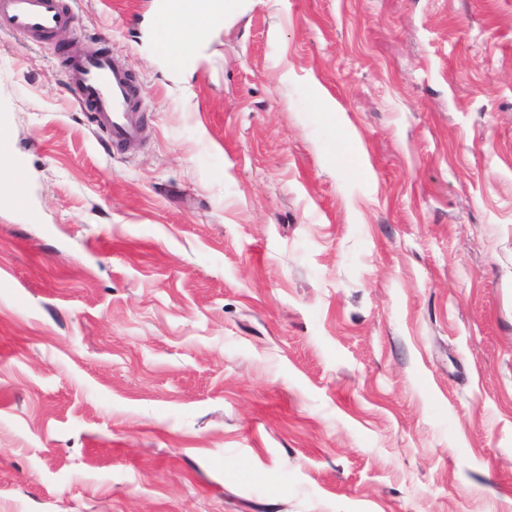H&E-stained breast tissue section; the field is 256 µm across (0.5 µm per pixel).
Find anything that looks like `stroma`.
<instances>
[{
  "instance_id": "stroma-1",
  "label": "stroma",
  "mask_w": 512,
  "mask_h": 512,
  "mask_svg": "<svg viewBox=\"0 0 512 512\" xmlns=\"http://www.w3.org/2000/svg\"><path fill=\"white\" fill-rule=\"evenodd\" d=\"M155 2L0 45V512H512V0H248L184 74ZM64 75L78 109L92 117L94 131L112 150L143 140L147 128L139 115L142 90L123 58L77 46L64 60ZM0 153L10 156L14 161V167L12 168L11 176V180L14 184V201L20 205H25L27 199L23 163L17 160L14 156L11 142L8 139H0Z\"/></svg>"
}]
</instances>
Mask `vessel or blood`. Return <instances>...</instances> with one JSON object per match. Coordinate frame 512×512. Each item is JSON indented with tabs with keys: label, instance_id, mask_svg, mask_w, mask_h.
Masks as SVG:
<instances>
[{
	"label": "vessel or blood",
	"instance_id": "1",
	"mask_svg": "<svg viewBox=\"0 0 512 512\" xmlns=\"http://www.w3.org/2000/svg\"><path fill=\"white\" fill-rule=\"evenodd\" d=\"M74 22L71 0H0L1 39L27 34L33 45L48 46L57 31ZM64 75L78 109L91 116L95 132L113 150L143 140L142 90L123 58L77 46L64 60Z\"/></svg>",
	"mask_w": 512,
	"mask_h": 512
}]
</instances>
